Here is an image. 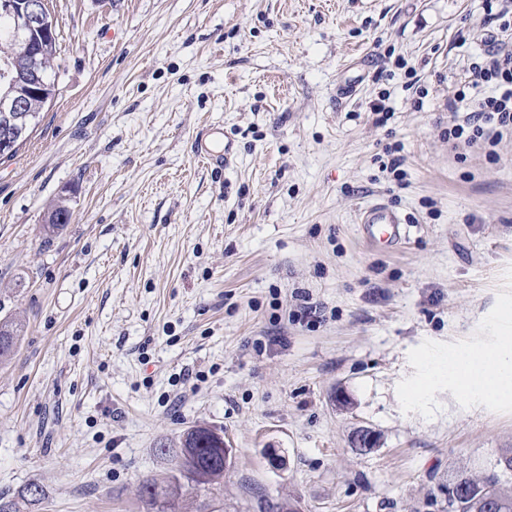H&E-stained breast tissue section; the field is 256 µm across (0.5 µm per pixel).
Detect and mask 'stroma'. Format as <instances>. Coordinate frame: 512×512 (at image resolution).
Returning a JSON list of instances; mask_svg holds the SVG:
<instances>
[{
  "label": "stroma",
  "mask_w": 512,
  "mask_h": 512,
  "mask_svg": "<svg viewBox=\"0 0 512 512\" xmlns=\"http://www.w3.org/2000/svg\"><path fill=\"white\" fill-rule=\"evenodd\" d=\"M47 3L57 92L0 161V317L23 323L0 493L157 512L139 484L167 480L161 446L196 425L233 460L215 492L183 480L179 512H445L457 474L492 472L512 401L447 370L512 336V137L490 160L445 135L494 28L484 0ZM211 128L221 170L195 152ZM60 199L71 221L45 236ZM379 202L409 223L393 251L357 234Z\"/></svg>",
  "instance_id": "stroma-1"
}]
</instances>
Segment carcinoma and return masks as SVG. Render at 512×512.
I'll use <instances>...</instances> for the list:
<instances>
[{"label": "carcinoma", "mask_w": 512, "mask_h": 512, "mask_svg": "<svg viewBox=\"0 0 512 512\" xmlns=\"http://www.w3.org/2000/svg\"><path fill=\"white\" fill-rule=\"evenodd\" d=\"M9 27L7 20L0 17V70L7 66H22L25 59L16 55L12 42L6 36ZM58 47V35L46 37L45 50L41 55V71L45 82L54 86L50 73ZM26 110L32 114L31 122L18 132L17 145H22L30 132L40 121L43 109L40 98L26 94L24 98ZM71 220V213L64 205H56L49 212L46 224L43 225L47 234H53L64 228L58 223L59 216ZM21 323L13 318L0 319V362L8 360L14 353L20 333ZM160 453L173 454L178 460L181 472L187 474L196 485L215 489L224 480V455L214 440V430L205 426H193L183 433L177 450L162 447ZM498 470L486 476L461 474L456 482L466 488L463 496H448V512H486V506L493 507V512H512V491L506 488L505 477L512 476V448L502 452L497 460ZM140 496L153 503H161L162 508L175 512L176 504L182 497V485L174 477L161 485L154 480H144L139 486Z\"/></svg>", "instance_id": "carcinoma-1"}]
</instances>
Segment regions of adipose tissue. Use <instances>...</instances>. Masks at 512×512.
Segmentation results:
<instances>
[{
  "mask_svg": "<svg viewBox=\"0 0 512 512\" xmlns=\"http://www.w3.org/2000/svg\"><path fill=\"white\" fill-rule=\"evenodd\" d=\"M448 379L465 382L467 392L493 402L512 400V336L504 337L494 349L449 364Z\"/></svg>",
  "mask_w": 512,
  "mask_h": 512,
  "instance_id": "obj_1",
  "label": "adipose tissue"
}]
</instances>
